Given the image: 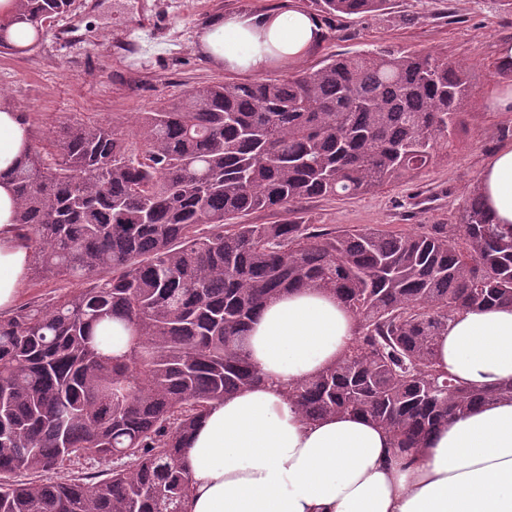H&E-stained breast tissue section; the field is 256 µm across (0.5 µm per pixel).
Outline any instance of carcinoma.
<instances>
[{
	"mask_svg": "<svg viewBox=\"0 0 512 512\" xmlns=\"http://www.w3.org/2000/svg\"><path fill=\"white\" fill-rule=\"evenodd\" d=\"M389 0H320L327 14ZM71 0H15L0 50L28 52ZM30 27V44L9 36ZM476 92L440 53L333 56L280 79L193 87L137 118L31 135L9 172L33 277L83 287L0 316V512H186V441L263 380L245 341L273 299L331 292L358 321L333 364L286 391L308 420L359 414L415 450L448 417L503 396L436 369L452 314L512 303V230L473 187L455 224L414 232L248 224L352 198L439 160ZM129 332L112 354V322ZM112 463L97 474L92 463Z\"/></svg>",
	"mask_w": 512,
	"mask_h": 512,
	"instance_id": "obj_1",
	"label": "carcinoma"
}]
</instances>
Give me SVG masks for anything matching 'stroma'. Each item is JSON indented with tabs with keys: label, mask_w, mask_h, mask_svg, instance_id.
Masks as SVG:
<instances>
[{
	"label": "stroma",
	"mask_w": 512,
	"mask_h": 512,
	"mask_svg": "<svg viewBox=\"0 0 512 512\" xmlns=\"http://www.w3.org/2000/svg\"><path fill=\"white\" fill-rule=\"evenodd\" d=\"M316 15L325 38L297 62H279L269 78L315 67L332 55L364 51H443L468 68L476 98L467 125L444 158L417 176L350 199H308L292 214L262 211L251 224L336 228L372 226L400 233L424 224L454 223L484 161L512 141V112H496L492 99L506 84L492 77L500 44L512 43V0H390L387 10L329 15L316 0H297ZM283 0H74L54 27L76 24L87 39L67 48L45 30L37 47L0 53V103L32 113L39 135L70 117L120 119L133 128L137 113L218 80H246L213 56L204 35L215 18L281 9Z\"/></svg>",
	"instance_id": "35a3bbf8"
}]
</instances>
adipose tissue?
<instances>
[{
	"instance_id": "ef3b65f1",
	"label": "adipose tissue",
	"mask_w": 512,
	"mask_h": 512,
	"mask_svg": "<svg viewBox=\"0 0 512 512\" xmlns=\"http://www.w3.org/2000/svg\"><path fill=\"white\" fill-rule=\"evenodd\" d=\"M320 38L315 19L291 5L226 15L205 41L226 68L260 74ZM29 140L18 113L1 111L0 310L15 304L29 268L8 177ZM479 186L494 222L512 228V141L485 161ZM356 333L346 306L314 288L261 310L247 351L265 380L214 405L188 440L187 512H512V398L449 418L412 453L394 449L390 433L364 416L312 421L294 411L284 388L335 362ZM437 366L476 387L512 383V305L455 312L438 339Z\"/></svg>"
}]
</instances>
